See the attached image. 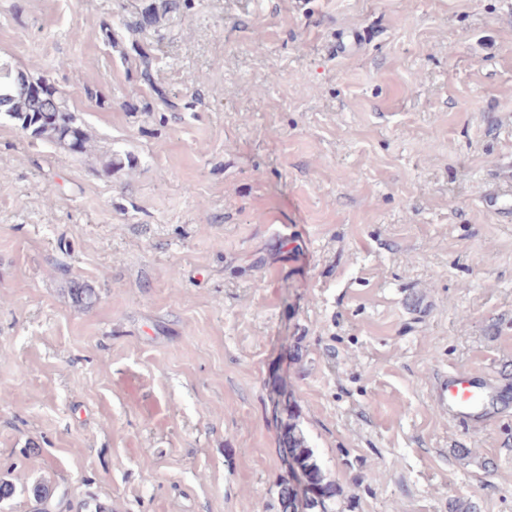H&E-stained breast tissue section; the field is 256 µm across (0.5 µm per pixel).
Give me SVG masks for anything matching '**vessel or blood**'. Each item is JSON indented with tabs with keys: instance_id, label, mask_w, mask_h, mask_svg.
I'll return each mask as SVG.
<instances>
[{
	"instance_id": "b4317fda",
	"label": "vessel or blood",
	"mask_w": 512,
	"mask_h": 512,
	"mask_svg": "<svg viewBox=\"0 0 512 512\" xmlns=\"http://www.w3.org/2000/svg\"><path fill=\"white\" fill-rule=\"evenodd\" d=\"M512 390L480 372L454 371L437 384L435 401L449 419L482 423L493 417Z\"/></svg>"
}]
</instances>
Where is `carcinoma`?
Listing matches in <instances>:
<instances>
[{
	"instance_id": "obj_1",
	"label": "carcinoma",
	"mask_w": 512,
	"mask_h": 512,
	"mask_svg": "<svg viewBox=\"0 0 512 512\" xmlns=\"http://www.w3.org/2000/svg\"><path fill=\"white\" fill-rule=\"evenodd\" d=\"M184 6L190 0H149L144 4L135 22L117 26L104 22L98 38L107 47L119 52L125 64L135 66L136 74L147 84L162 106L169 110L192 109V103L179 104L169 92L158 86L152 76L156 57L141 45L136 36L158 26L163 16ZM12 120L34 141L52 144L72 157L82 158L95 150V136L79 117L78 110L69 99L45 77H33L8 64L0 63V116ZM130 155L113 152L102 162L99 173L110 177L112 172L133 166ZM274 419L280 428L279 450L287 476L279 483V512H295L296 495L293 487L302 491L304 512H340L343 491L330 479L319 463L300 427L291 407H281L273 402ZM32 495L39 505L38 512H50L54 491L44 484L32 488Z\"/></svg>"
}]
</instances>
